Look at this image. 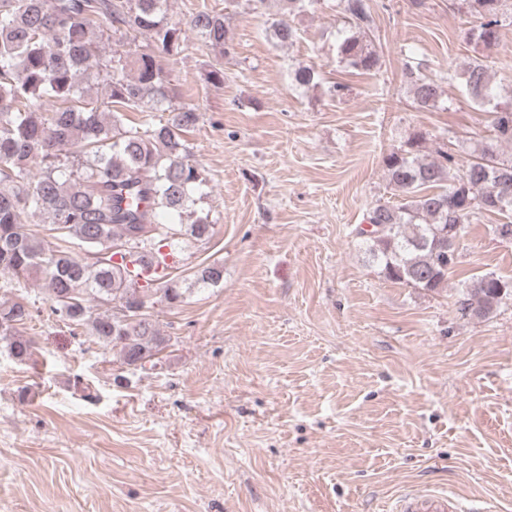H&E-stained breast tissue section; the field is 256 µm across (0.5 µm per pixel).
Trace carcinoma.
Instances as JSON below:
<instances>
[{
    "label": "carcinoma",
    "instance_id": "carcinoma-1",
    "mask_svg": "<svg viewBox=\"0 0 512 512\" xmlns=\"http://www.w3.org/2000/svg\"><path fill=\"white\" fill-rule=\"evenodd\" d=\"M244 13L261 15L267 0H226ZM480 16L469 40L492 50L500 27L512 24L506 0H462ZM168 0H0V271L45 282L52 313L73 329L90 327L101 345L119 350L123 364L156 366L166 338L155 321L118 316L132 304L159 296L171 306L185 292L168 279L138 285L131 264L176 237H210L209 213L194 209L205 185L204 169L192 160L186 134L199 119L186 102L164 123L151 113L167 111L169 81L162 58L182 53V29L168 21ZM351 33L338 43L346 67L375 71L381 59L370 39L373 19L365 0H339ZM190 27L222 56L232 54L223 11L205 7ZM277 44L298 39L286 17L270 22ZM143 35V50H112L102 57L109 34ZM405 76L413 101L422 108L441 97L437 80L423 63L407 61ZM104 94L92 95L90 83ZM465 93L491 116L493 136L478 153L462 160L440 147L423 159L415 153L423 135L383 158L388 187L398 201L379 200L366 213L373 226L365 236L371 262L389 280L436 292L448 287L455 264L439 233L476 214L501 215L494 234L512 235V100L501 102L489 85L486 65L476 58L462 73ZM133 112L144 119L131 120ZM189 212L190 223L164 224L161 217ZM44 216L62 244L50 246L28 228L30 214ZM125 246L122 253L113 247ZM224 268L205 266L194 282L218 286ZM502 278L476 276L460 294L457 314L485 318L501 299ZM32 319L20 302L0 303V337L20 361L33 355L34 341L19 335Z\"/></svg>",
    "mask_w": 512,
    "mask_h": 512
}]
</instances>
